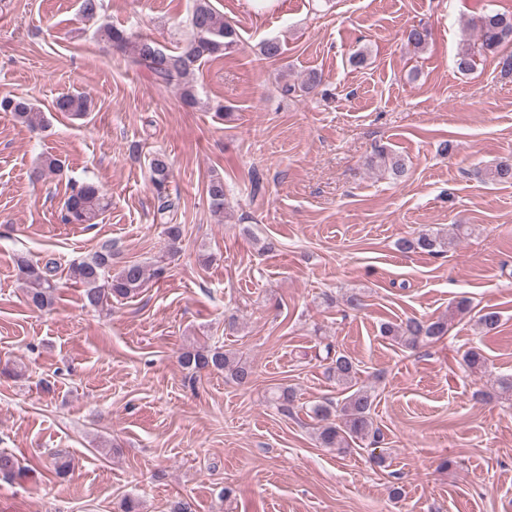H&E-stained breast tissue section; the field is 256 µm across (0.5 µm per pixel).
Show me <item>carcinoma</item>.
Here are the masks:
<instances>
[{
    "label": "carcinoma",
    "mask_w": 512,
    "mask_h": 512,
    "mask_svg": "<svg viewBox=\"0 0 512 512\" xmlns=\"http://www.w3.org/2000/svg\"><path fill=\"white\" fill-rule=\"evenodd\" d=\"M477 44H462L455 58V67L461 74H469L477 67L478 57L492 54L497 57L500 72L512 75V53H502V48L512 44V15L498 12H484L471 21ZM189 36L174 51H167L155 40L137 35L110 24L97 29L99 39L122 54L126 64L142 70L151 76L155 84L162 87L175 86L188 107L199 104V97L192 76L206 60L231 52L240 43L236 28L219 14L211 0H194L189 18ZM321 77L311 71L299 87L285 85L286 93L300 90L307 95L317 93ZM61 112H68L76 119L87 114L90 102L82 96L67 95L57 101ZM0 111L10 112L30 128L46 126L41 111L22 98L4 97L0 99ZM370 163L382 167L394 178L406 175L405 159L388 149L379 146L375 149ZM151 183L155 190L161 216L178 208V199L168 192L170 163L164 153L156 152L150 158ZM64 170L61 160L46 157L35 171L39 178L60 176ZM487 177L498 183H512V158L499 161L489 169ZM206 192L211 207L216 211L226 210L227 194L224 178L213 176L209 179ZM109 202L101 189L94 183L84 182L71 187L63 209L61 220L65 224H94ZM452 239L431 227L422 230L414 239L401 241L404 250H423L432 254L444 253ZM22 277L32 285L28 292L31 304L37 308H49L54 304L56 284L53 273L58 269L57 262L50 259L39 266L20 256L16 261ZM69 277L84 286V300L91 307H100L111 299L135 297L147 279V269L138 263H129L118 271H112V248L104 247L88 260L74 262L68 269ZM478 323L487 335L497 333L500 326L499 312L488 309L480 314ZM448 332V321H422L410 318L402 323H386L381 327V335L414 349L422 343L441 340ZM327 372L341 388L343 398L336 403L316 405L312 413L319 423L316 439L324 448H334L344 453L354 440L379 442L380 431L374 427L372 410L374 396L371 389L358 385V368L351 357L334 345L324 346ZM183 368L194 373L217 371L238 384H246L252 377V368L237 358L236 354L222 346L192 347L183 350L179 357ZM271 400L283 413H290L296 400L295 390L279 387L271 393ZM25 471L19 460L8 453L0 452V474L15 475Z\"/></svg>",
    "instance_id": "cac0c4a2"
}]
</instances>
